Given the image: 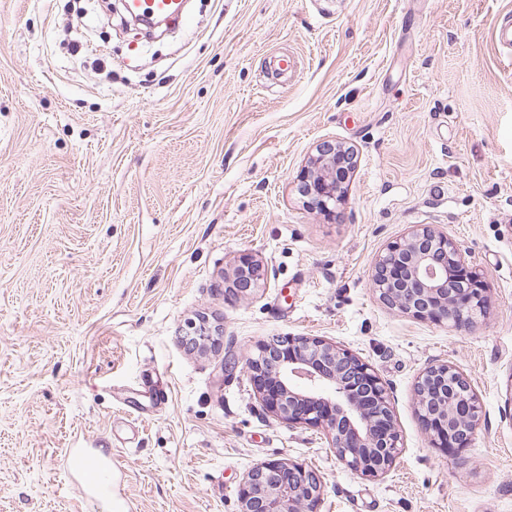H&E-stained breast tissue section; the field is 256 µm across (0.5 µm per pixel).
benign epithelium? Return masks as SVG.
<instances>
[{"mask_svg": "<svg viewBox=\"0 0 512 512\" xmlns=\"http://www.w3.org/2000/svg\"><path fill=\"white\" fill-rule=\"evenodd\" d=\"M357 151L324 141L315 148L297 187L306 204L335 216L345 201ZM263 266L250 259L232 272L231 288L249 294L264 280ZM372 286L388 306L416 319L446 323L469 332L484 314L480 274L469 267L456 239L419 224L389 243L372 272ZM192 347L213 339L205 320L190 323ZM246 372L263 408L290 427L326 432L336 456L368 478L385 476L400 453L401 435L386 383L351 351L316 336H272L256 345ZM414 400L433 447L459 454L474 439L482 406L459 366L446 361L418 376ZM319 475L301 463L274 460L255 466L239 490V512H318Z\"/></svg>", "mask_w": 512, "mask_h": 512, "instance_id": "7a95c632", "label": "benign epithelium"}]
</instances>
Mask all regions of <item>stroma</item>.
Segmentation results:
<instances>
[{
  "instance_id": "stroma-1",
  "label": "stroma",
  "mask_w": 512,
  "mask_h": 512,
  "mask_svg": "<svg viewBox=\"0 0 512 512\" xmlns=\"http://www.w3.org/2000/svg\"><path fill=\"white\" fill-rule=\"evenodd\" d=\"M512 0H187L148 34L104 0H0V512H110L70 492L72 448L110 452L127 512H239L289 459L320 512H512ZM354 146L333 217L297 191L322 141ZM448 232L488 298L471 332L388 307L371 273L413 225ZM258 259L253 293L224 274ZM207 318L216 345L185 348ZM320 336L388 385L402 438L381 478L262 408L243 369ZM233 371H223L225 360ZM482 404L433 448L420 372ZM414 400L434 448L459 454L469 446L479 428L482 406L459 366L444 361L426 367L416 381Z\"/></svg>"
}]
</instances>
